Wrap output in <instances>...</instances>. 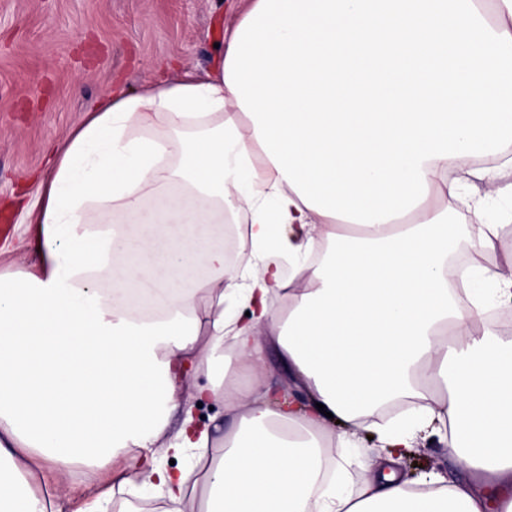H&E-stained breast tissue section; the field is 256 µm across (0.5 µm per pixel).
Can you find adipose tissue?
Masks as SVG:
<instances>
[{"mask_svg": "<svg viewBox=\"0 0 512 512\" xmlns=\"http://www.w3.org/2000/svg\"><path fill=\"white\" fill-rule=\"evenodd\" d=\"M55 154L40 272L0 276V512H62L57 475L158 442L192 471L121 484L159 512H512V335L487 318L512 259L489 264L502 227L466 190L512 168V0H250L207 78L109 92ZM464 240L487 285L461 298ZM188 371L235 430L195 424ZM394 399L383 467L349 482L353 429ZM434 423L463 475L419 486L396 463Z\"/></svg>", "mask_w": 512, "mask_h": 512, "instance_id": "1", "label": "adipose tissue"}]
</instances>
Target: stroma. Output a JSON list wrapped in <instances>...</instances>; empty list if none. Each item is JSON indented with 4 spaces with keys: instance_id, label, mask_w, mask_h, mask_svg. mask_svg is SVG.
<instances>
[{
    "instance_id": "stroma-1",
    "label": "stroma",
    "mask_w": 512,
    "mask_h": 512,
    "mask_svg": "<svg viewBox=\"0 0 512 512\" xmlns=\"http://www.w3.org/2000/svg\"><path fill=\"white\" fill-rule=\"evenodd\" d=\"M247 0H0V240L29 238L50 146L115 87L211 73L215 42ZM397 464L404 478L458 470L433 430Z\"/></svg>"
}]
</instances>
